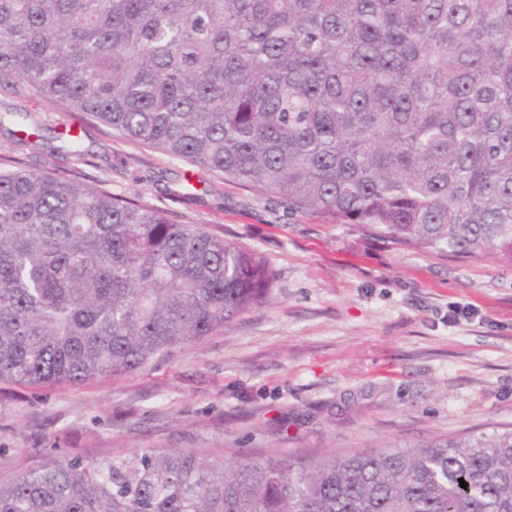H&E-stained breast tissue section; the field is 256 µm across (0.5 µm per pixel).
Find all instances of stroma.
Masks as SVG:
<instances>
[{
  "label": "stroma",
  "instance_id": "1",
  "mask_svg": "<svg viewBox=\"0 0 512 512\" xmlns=\"http://www.w3.org/2000/svg\"><path fill=\"white\" fill-rule=\"evenodd\" d=\"M0 153L76 171L267 258L269 300L127 376L49 391L0 383V476L50 455L145 448H371L512 428V263L371 241L272 195L200 179L188 163L0 91ZM39 149L24 145L29 134Z\"/></svg>",
  "mask_w": 512,
  "mask_h": 512
}]
</instances>
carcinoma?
Wrapping results in <instances>:
<instances>
[{
  "label": "carcinoma",
  "instance_id": "carcinoma-1",
  "mask_svg": "<svg viewBox=\"0 0 512 512\" xmlns=\"http://www.w3.org/2000/svg\"><path fill=\"white\" fill-rule=\"evenodd\" d=\"M4 85L372 240L512 263V0H0ZM270 288L201 224L0 156V382L126 376ZM223 456L51 457L0 512H512V429Z\"/></svg>",
  "mask_w": 512,
  "mask_h": 512
}]
</instances>
